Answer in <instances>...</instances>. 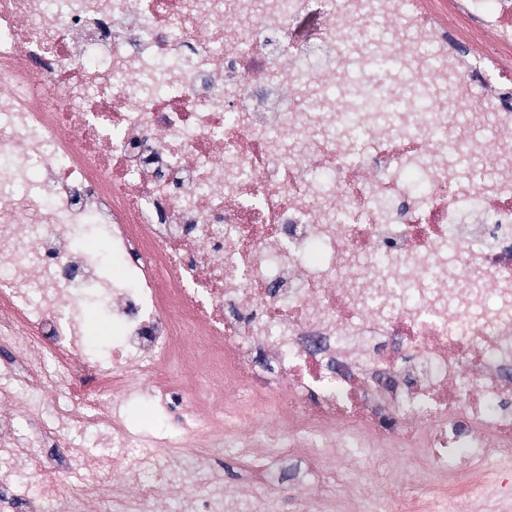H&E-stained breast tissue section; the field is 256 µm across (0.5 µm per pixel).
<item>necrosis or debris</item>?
Segmentation results:
<instances>
[{
  "label": "necrosis or debris",
  "mask_w": 512,
  "mask_h": 512,
  "mask_svg": "<svg viewBox=\"0 0 512 512\" xmlns=\"http://www.w3.org/2000/svg\"><path fill=\"white\" fill-rule=\"evenodd\" d=\"M376 21L399 68L346 41ZM401 79L441 109L344 123ZM456 113L499 133L458 152ZM465 154L489 177L461 179ZM116 257L123 276H100ZM92 306L120 330L104 354ZM7 344L64 458L31 512H74L59 486L93 453L138 512L162 491L165 512H278L252 490L277 454L327 487L356 448L387 469L405 449L414 482L306 512L472 499L512 459V0H0ZM257 350L287 388L224 399ZM142 380L174 413L155 447L229 451L248 485L151 462L121 416ZM31 474L29 444L1 441L0 489Z\"/></svg>",
  "instance_id": "necrosis-or-debris-1"
}]
</instances>
